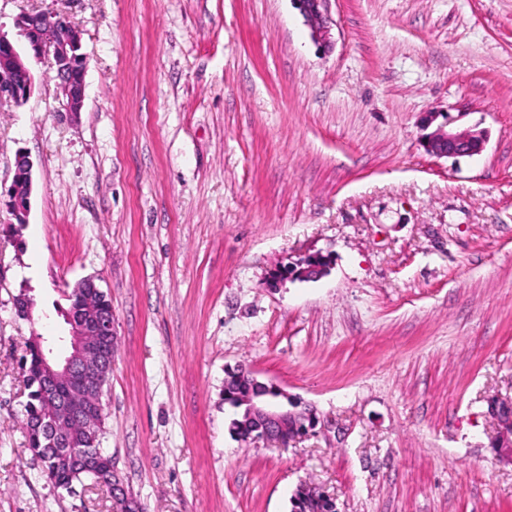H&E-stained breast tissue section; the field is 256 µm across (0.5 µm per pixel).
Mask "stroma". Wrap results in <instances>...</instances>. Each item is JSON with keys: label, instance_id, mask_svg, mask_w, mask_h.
Listing matches in <instances>:
<instances>
[{"label": "stroma", "instance_id": "35a3bbf8", "mask_svg": "<svg viewBox=\"0 0 512 512\" xmlns=\"http://www.w3.org/2000/svg\"><path fill=\"white\" fill-rule=\"evenodd\" d=\"M66 16L85 102L48 61L0 104V512H112L62 496L27 447L20 358L67 293L112 300L104 447L139 512H512L493 402L512 399V0H331L321 49L293 0H0ZM487 133L454 160L425 116ZM315 281H275L310 255ZM27 291L31 319L13 299ZM316 424L282 445L229 430L237 366ZM13 177L9 186L0 184V211L3 209V201L16 224H26V219L31 208L32 172L33 162L30 156L20 151L16 153L13 162ZM22 191V196L20 193ZM301 485V484H300ZM298 485L291 497V511L292 512H335L336 506L333 500L327 496L314 495L302 491L301 486Z\"/></svg>", "mask_w": 512, "mask_h": 512}]
</instances>
